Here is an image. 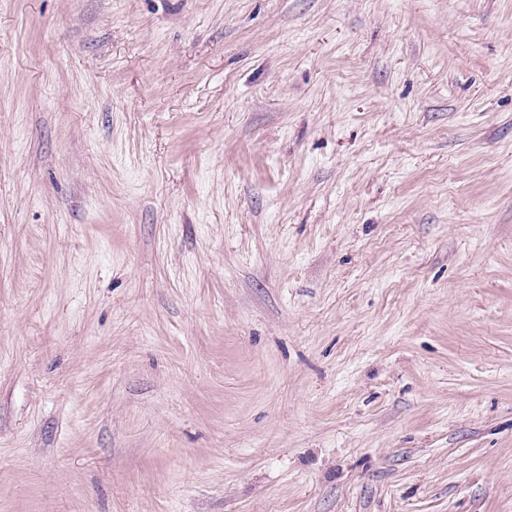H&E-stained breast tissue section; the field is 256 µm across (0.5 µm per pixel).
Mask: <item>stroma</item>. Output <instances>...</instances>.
Listing matches in <instances>:
<instances>
[{"label":"stroma","instance_id":"1","mask_svg":"<svg viewBox=\"0 0 512 512\" xmlns=\"http://www.w3.org/2000/svg\"><path fill=\"white\" fill-rule=\"evenodd\" d=\"M0 512H512V0H0Z\"/></svg>","mask_w":512,"mask_h":512}]
</instances>
